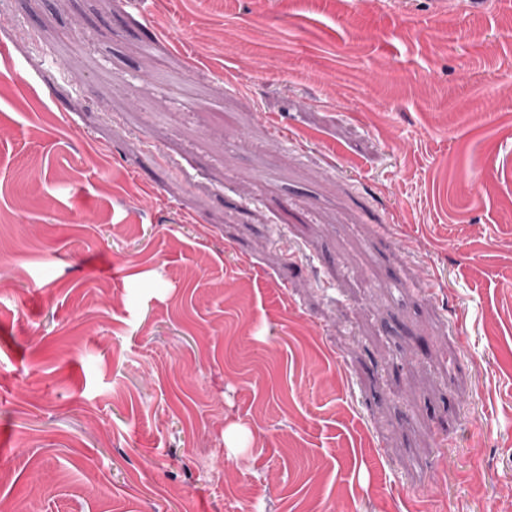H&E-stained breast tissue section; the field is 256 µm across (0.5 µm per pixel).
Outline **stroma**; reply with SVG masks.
<instances>
[{"label": "stroma", "mask_w": 512, "mask_h": 512, "mask_svg": "<svg viewBox=\"0 0 512 512\" xmlns=\"http://www.w3.org/2000/svg\"><path fill=\"white\" fill-rule=\"evenodd\" d=\"M1 46L0 507L512 512V0H0Z\"/></svg>", "instance_id": "35a3bbf8"}]
</instances>
